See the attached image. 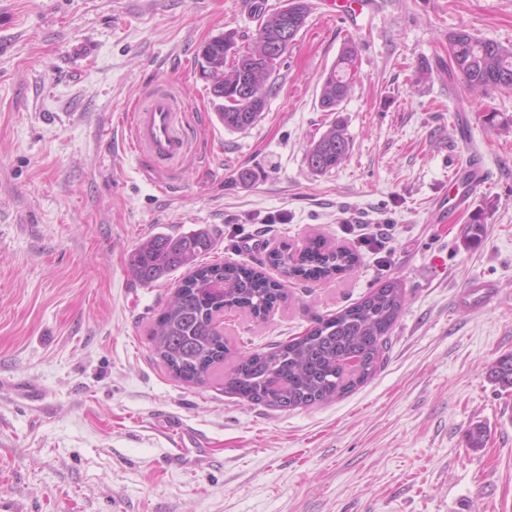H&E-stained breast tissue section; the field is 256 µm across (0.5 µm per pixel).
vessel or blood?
I'll return each instance as SVG.
<instances>
[{
  "mask_svg": "<svg viewBox=\"0 0 512 512\" xmlns=\"http://www.w3.org/2000/svg\"><path fill=\"white\" fill-rule=\"evenodd\" d=\"M132 142L138 151L160 163L175 161L185 154L187 140L181 128L180 108L170 93H155L135 114ZM486 176L481 159H469L459 177L462 188L449 197V207L470 205L484 186Z\"/></svg>",
  "mask_w": 512,
  "mask_h": 512,
  "instance_id": "vessel-or-blood-1",
  "label": "vessel or blood"
}]
</instances>
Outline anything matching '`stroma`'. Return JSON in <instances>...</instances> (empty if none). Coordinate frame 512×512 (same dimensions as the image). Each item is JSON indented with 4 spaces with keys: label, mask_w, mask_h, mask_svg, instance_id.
<instances>
[{
    "label": "stroma",
    "mask_w": 512,
    "mask_h": 512,
    "mask_svg": "<svg viewBox=\"0 0 512 512\" xmlns=\"http://www.w3.org/2000/svg\"><path fill=\"white\" fill-rule=\"evenodd\" d=\"M310 14L230 131L200 76L201 47L254 45L284 0H0V512H512V390L487 378L512 353V89L448 77L457 29L512 46V0H376L357 26ZM358 57L339 114L319 107L344 42ZM181 106L188 150L160 167L127 120L158 91ZM467 121L469 144L455 121ZM347 159L317 176L305 153L335 120ZM488 170L471 211L438 219L469 153ZM373 224L377 251L343 223ZM208 230L204 263L262 268L321 237L354 269L287 283L267 319L224 316L236 355L303 335L388 279L405 292L384 362L345 396L281 411L176 379L149 333L174 290L129 257L157 233ZM496 284L484 306L467 285ZM483 425V447L467 432ZM198 436L184 466L181 435Z\"/></svg>",
    "instance_id": "stroma-1"
}]
</instances>
